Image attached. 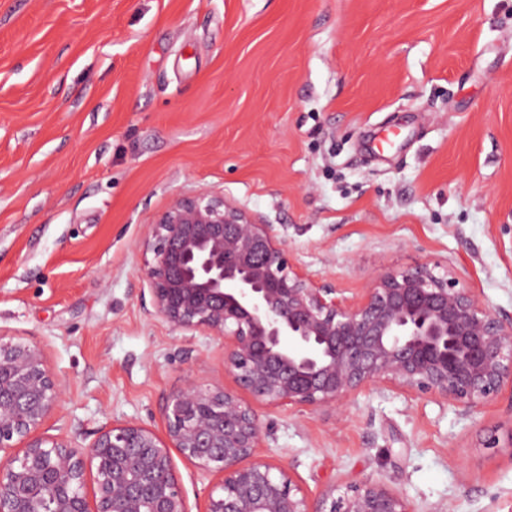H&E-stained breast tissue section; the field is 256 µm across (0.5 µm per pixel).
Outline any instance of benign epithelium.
<instances>
[{
  "instance_id": "benign-epithelium-1",
  "label": "benign epithelium",
  "mask_w": 512,
  "mask_h": 512,
  "mask_svg": "<svg viewBox=\"0 0 512 512\" xmlns=\"http://www.w3.org/2000/svg\"><path fill=\"white\" fill-rule=\"evenodd\" d=\"M154 314L224 343V371L270 408H340L395 390L468 416L509 392L512 313L493 312L454 271L379 270L351 297L309 278L275 225L208 191L176 194L147 225ZM42 351L0 337V512H192L172 451L220 473L203 512H413L383 481L310 500L284 471L248 462L267 433L235 391L188 382L163 434L132 420L89 449L38 430L60 401ZM93 480V494L85 487Z\"/></svg>"
}]
</instances>
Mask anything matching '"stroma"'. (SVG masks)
<instances>
[{
	"label": "stroma",
	"instance_id": "1",
	"mask_svg": "<svg viewBox=\"0 0 512 512\" xmlns=\"http://www.w3.org/2000/svg\"><path fill=\"white\" fill-rule=\"evenodd\" d=\"M204 190L346 295L429 264L512 313V0H0V336L61 385L41 434L160 433L189 379L235 389L142 277L153 216ZM257 411L256 460L311 496L382 480L414 512H512L507 399Z\"/></svg>",
	"mask_w": 512,
	"mask_h": 512
}]
</instances>
